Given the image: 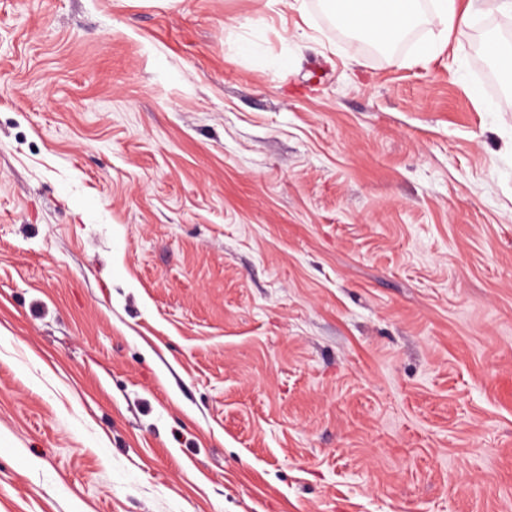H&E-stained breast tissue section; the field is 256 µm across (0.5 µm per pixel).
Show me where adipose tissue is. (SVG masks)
Segmentation results:
<instances>
[{"label":"adipose tissue","instance_id":"adipose-tissue-1","mask_svg":"<svg viewBox=\"0 0 512 512\" xmlns=\"http://www.w3.org/2000/svg\"><path fill=\"white\" fill-rule=\"evenodd\" d=\"M338 20L347 28L389 43L413 28L421 19L420 0H333ZM480 0H433V17L442 34H464Z\"/></svg>","mask_w":512,"mask_h":512}]
</instances>
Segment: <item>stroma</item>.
<instances>
[{
  "label": "stroma",
  "mask_w": 512,
  "mask_h": 512,
  "mask_svg": "<svg viewBox=\"0 0 512 512\" xmlns=\"http://www.w3.org/2000/svg\"><path fill=\"white\" fill-rule=\"evenodd\" d=\"M506 23L0 0V512H512Z\"/></svg>",
  "instance_id": "obj_1"
}]
</instances>
